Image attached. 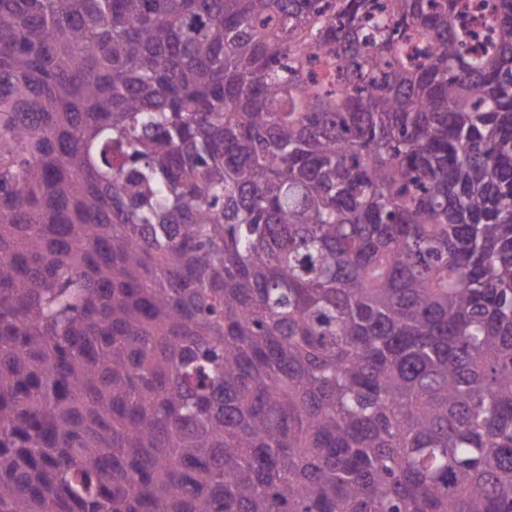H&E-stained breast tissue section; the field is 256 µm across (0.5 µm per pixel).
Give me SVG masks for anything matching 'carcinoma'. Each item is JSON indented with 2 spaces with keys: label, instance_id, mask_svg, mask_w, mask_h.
<instances>
[{
  "label": "carcinoma",
  "instance_id": "obj_1",
  "mask_svg": "<svg viewBox=\"0 0 512 512\" xmlns=\"http://www.w3.org/2000/svg\"><path fill=\"white\" fill-rule=\"evenodd\" d=\"M0 0V512H512V0ZM471 8L469 14L463 19L464 22L477 30L480 34V41H485L486 34L492 26V15L488 4L490 0H468Z\"/></svg>",
  "mask_w": 512,
  "mask_h": 512
}]
</instances>
